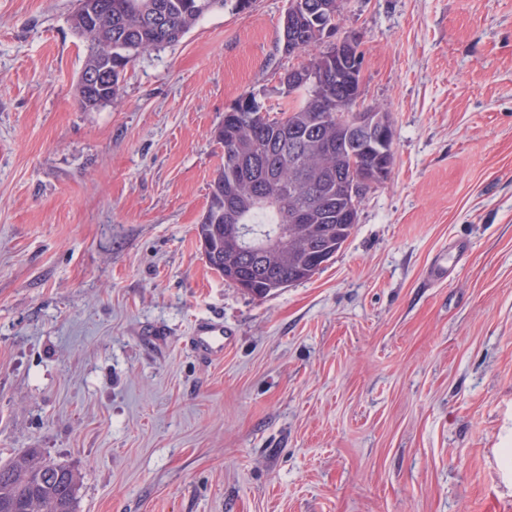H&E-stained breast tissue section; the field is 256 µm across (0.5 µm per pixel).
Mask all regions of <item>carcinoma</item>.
I'll use <instances>...</instances> for the list:
<instances>
[{
  "label": "carcinoma",
  "instance_id": "cac0c4a2",
  "mask_svg": "<svg viewBox=\"0 0 512 512\" xmlns=\"http://www.w3.org/2000/svg\"><path fill=\"white\" fill-rule=\"evenodd\" d=\"M103 0H84L71 16L73 32L86 53L81 75L112 74V85L91 89L78 81V103L84 110L96 95L115 99L128 65L140 54L177 43L198 20L224 0H110L112 14L96 11ZM282 23V49L304 60L298 70H313L316 82L303 92L280 79L285 104L276 116L261 111L255 97L241 95L215 131L224 161L211 183L207 209L196 236L211 270L233 284L247 282L253 297L269 295L311 278L308 245L331 241L338 251L355 225L349 219L345 184L352 170L376 158L334 114L353 106L360 92L349 62L336 61V49L324 43L325 29L336 30L337 0H289ZM307 211V222L295 223V212ZM251 230L253 247L271 245L283 227L288 244L271 256L270 274L255 277L249 257L224 236L226 219ZM77 478L68 468L42 458L36 449L0 463V512H76Z\"/></svg>",
  "mask_w": 512,
  "mask_h": 512
}]
</instances>
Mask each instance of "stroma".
<instances>
[{"label":"stroma","mask_w":512,"mask_h":512,"mask_svg":"<svg viewBox=\"0 0 512 512\" xmlns=\"http://www.w3.org/2000/svg\"><path fill=\"white\" fill-rule=\"evenodd\" d=\"M75 3L0 0V461L68 467L78 512H512V0H344L393 169L262 300L195 226L227 109L280 110L288 0H225L92 111ZM226 336L223 321H200L193 324L189 336V345L193 352L201 358L216 361L224 357Z\"/></svg>","instance_id":"1"}]
</instances>
